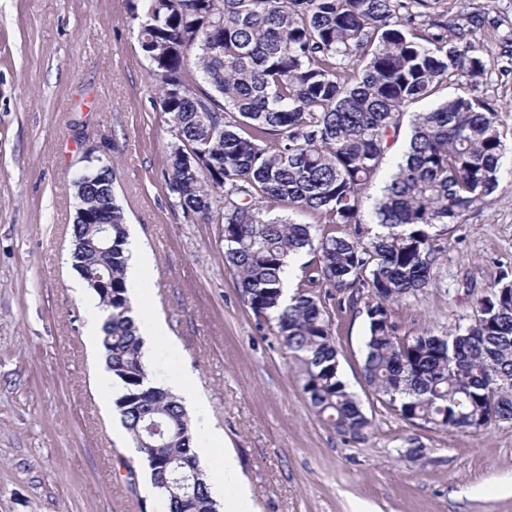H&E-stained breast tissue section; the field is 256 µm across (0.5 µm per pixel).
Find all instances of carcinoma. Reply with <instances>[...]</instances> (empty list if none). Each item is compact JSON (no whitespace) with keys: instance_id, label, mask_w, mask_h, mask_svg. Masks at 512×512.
Wrapping results in <instances>:
<instances>
[{"instance_id":"1","label":"carcinoma","mask_w":512,"mask_h":512,"mask_svg":"<svg viewBox=\"0 0 512 512\" xmlns=\"http://www.w3.org/2000/svg\"><path fill=\"white\" fill-rule=\"evenodd\" d=\"M138 0L131 20L175 142L165 182L172 203L222 227L224 266L261 325L299 368L311 409L334 431L372 427L339 375L326 300L368 323L363 372L378 400L406 421L469 433L512 420V276L473 305L471 323L444 335L398 334L391 306L433 282L443 230L486 205L504 143L499 108L460 94L416 113L364 238L362 191L378 178L406 109L442 85L487 71L478 31L498 0ZM200 163H185L189 151ZM112 166L73 179L78 207L72 269L105 308L101 344L115 407L169 512H218L199 469L186 411L152 383L127 296V218ZM288 209V216L273 214ZM112 217V239L81 218ZM352 224L355 235H318ZM307 253L288 293L286 269ZM112 279V304L93 285ZM185 477L181 488L176 479Z\"/></svg>"}]
</instances>
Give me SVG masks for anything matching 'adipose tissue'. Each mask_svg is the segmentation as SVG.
Segmentation results:
<instances>
[{
	"label": "adipose tissue",
	"instance_id": "1",
	"mask_svg": "<svg viewBox=\"0 0 512 512\" xmlns=\"http://www.w3.org/2000/svg\"><path fill=\"white\" fill-rule=\"evenodd\" d=\"M201 457L213 459L208 485L212 497L223 500L224 512H255L252 494L243 482L234 453L225 448L221 431L202 422L193 431Z\"/></svg>",
	"mask_w": 512,
	"mask_h": 512
}]
</instances>
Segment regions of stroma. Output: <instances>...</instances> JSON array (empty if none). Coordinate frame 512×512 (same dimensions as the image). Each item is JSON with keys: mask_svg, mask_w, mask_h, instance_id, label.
I'll return each instance as SVG.
<instances>
[{"mask_svg": "<svg viewBox=\"0 0 512 512\" xmlns=\"http://www.w3.org/2000/svg\"><path fill=\"white\" fill-rule=\"evenodd\" d=\"M128 0H0V512H157L99 381L86 334L91 291L72 269V179L93 156L113 166L129 237L152 263L150 302L181 345L149 362L166 385L197 378L190 419L207 418L238 459L257 512H512V422L472 433L412 424L362 374L365 314L331 306L340 374L374 428L337 434L310 408L300 375L224 267L221 227L185 217L165 185L173 140L143 66ZM484 37L474 95L496 103L505 144L491 201L449 225L434 282L394 305L399 334L467 325L472 305L512 271V0ZM427 454L405 455L409 439Z\"/></svg>", "mask_w": 512, "mask_h": 512, "instance_id": "obj_1", "label": "stroma"}]
</instances>
